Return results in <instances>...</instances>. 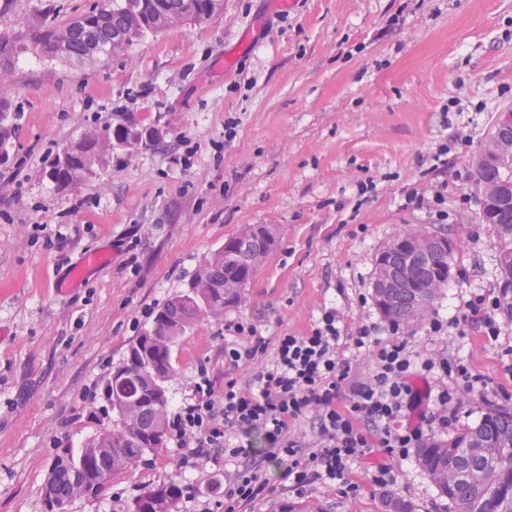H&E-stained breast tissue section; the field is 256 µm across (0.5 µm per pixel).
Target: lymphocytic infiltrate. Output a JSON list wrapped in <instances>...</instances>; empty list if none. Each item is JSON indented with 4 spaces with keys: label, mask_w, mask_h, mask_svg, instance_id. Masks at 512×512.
<instances>
[{
    "label": "lymphocytic infiltrate",
    "mask_w": 512,
    "mask_h": 512,
    "mask_svg": "<svg viewBox=\"0 0 512 512\" xmlns=\"http://www.w3.org/2000/svg\"><path fill=\"white\" fill-rule=\"evenodd\" d=\"M345 317L334 307L324 310L304 334L286 333L275 346L237 325L236 340L224 346L223 394H216L207 368H199L192 394L169 415V434L180 450L179 467L194 469L225 455L239 462L224 483V512H244L264 498L272 464L295 494L323 481L343 496H356L352 464L375 454L371 481H394L392 460H404L438 431L453 428L458 397H488L490 378L451 362L411 349L406 337L378 338L373 324L344 330ZM274 357H267V350ZM368 354L366 371L356 362ZM248 371L239 380L237 370ZM312 420L314 440L296 432L297 423ZM261 431L269 445L264 458L242 444V436Z\"/></svg>",
    "instance_id": "1"
}]
</instances>
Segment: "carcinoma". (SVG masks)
Wrapping results in <instances>:
<instances>
[{
    "instance_id": "cac0c4a2",
    "label": "carcinoma",
    "mask_w": 512,
    "mask_h": 512,
    "mask_svg": "<svg viewBox=\"0 0 512 512\" xmlns=\"http://www.w3.org/2000/svg\"><path fill=\"white\" fill-rule=\"evenodd\" d=\"M147 3L153 10L166 9L167 0H105L106 13L104 21L92 27L73 26L70 52L83 54L91 44L108 37L112 24L127 23L135 26L136 39H141L149 31L142 27L137 11L141 3ZM9 108H0V156L9 157L8 147L13 130L4 124L3 114ZM112 146V138L100 144L87 147L79 142L72 147L70 163L59 187H68L90 180L95 175L94 167L102 161L104 152ZM490 147L483 148L475 163L477 182L483 194L489 193L492 183L512 181V154L505 155L495 167L488 166L486 157ZM493 231L501 242L499 258L512 255V206L503 208L498 223L492 225ZM260 243H255L241 235L231 236L224 241V246L214 251L203 264L210 276L221 284L233 283L236 288L218 291L201 300L186 291L170 297L157 313L150 332L137 339V342L151 341L156 353L151 356L136 355L135 359H126L116 366L114 371L124 374L108 380L104 395L112 410V424L107 430L98 432L88 440L82 448L74 451L70 448L56 455L48 472L46 484L49 498L59 506L65 505L75 497L78 480L89 484H97L103 476L115 475L111 471L109 449L119 448L127 459V467L131 468L143 461L147 455L151 435L156 424L167 428L168 399L163 387L153 388L150 379L153 372L171 377V344L184 335L192 325L201 319L206 309H214L210 317L216 318L224 313V308L238 303L247 284L252 280L258 267L273 246L275 238L269 235V228L258 226ZM454 251L437 252L431 256L428 271L440 273L451 267ZM138 400L137 424L128 428L121 419L124 405ZM501 407H492L482 415L473 426L463 429L456 435L459 442L466 441L475 435H482L488 447L483 449V457L471 459L457 453V449L448 447L444 440H430L418 449L417 460L421 469L428 475L438 474L436 488L442 497L448 499L449 512H474L475 500H480V512H512V469L498 470L491 475L475 481L463 471L483 469L486 460L501 463L512 458V452L497 447L494 438L498 432L509 427L512 413L505 419L499 416ZM100 458L89 469L79 468V461L94 453ZM181 496V487L173 482L151 487L130 500H119L112 504V512H166L175 506Z\"/></svg>"
}]
</instances>
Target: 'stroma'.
I'll return each mask as SVG.
<instances>
[{
	"instance_id": "1",
	"label": "stroma",
	"mask_w": 512,
	"mask_h": 512,
	"mask_svg": "<svg viewBox=\"0 0 512 512\" xmlns=\"http://www.w3.org/2000/svg\"><path fill=\"white\" fill-rule=\"evenodd\" d=\"M99 3L0 0V100L16 129L0 164V512H46L55 454L81 448L112 420L103 390L113 367L151 330L152 312L243 225L272 227L277 243L237 306L177 340L169 404L190 396L202 365L223 391L233 324L272 345L306 333L333 306L351 326L374 323L379 338L390 336L372 297L375 259L404 229L426 227L454 245L433 315L448 320L473 294H498L500 242L480 219L475 159L512 111V0H222L209 20L118 55L71 63L35 54V37ZM128 119L163 135L134 152L107 151L88 183L60 189L45 176L84 134ZM458 131L472 146L453 143ZM443 145L444 166L433 162ZM368 180L374 192L359 194ZM438 188L443 222L431 200ZM413 189L422 205L408 204ZM101 247L106 266L65 285L81 255ZM499 323L495 340L476 324L437 338L425 320L399 330L414 349L463 359L492 380L489 401L463 395L457 429L488 406L512 408V371L500 359L512 319ZM236 468L184 470L170 447L65 512H112L114 500L170 481L183 490L178 512H224L208 486ZM394 470L395 482L377 487L370 461L357 462L356 497L318 481L304 499L325 512H383L392 494L415 512H448L416 459Z\"/></svg>"
}]
</instances>
